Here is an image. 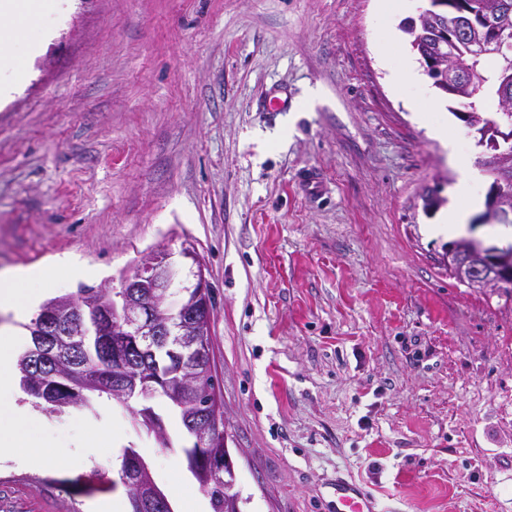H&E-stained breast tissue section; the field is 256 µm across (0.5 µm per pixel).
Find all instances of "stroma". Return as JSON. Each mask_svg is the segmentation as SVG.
<instances>
[{"instance_id":"1","label":"stroma","mask_w":512,"mask_h":512,"mask_svg":"<svg viewBox=\"0 0 512 512\" xmlns=\"http://www.w3.org/2000/svg\"><path fill=\"white\" fill-rule=\"evenodd\" d=\"M379 0H75L0 106V269L78 256L119 286L151 252L192 245L212 296L242 512H333L344 480L377 512H512V288L451 276L423 197L485 198L490 150L416 64L404 15ZM442 126L438 139L432 126ZM170 447L107 397L43 414L31 442L65 467L0 458V512H91L135 447L173 512L203 494L185 431Z\"/></svg>"}]
</instances>
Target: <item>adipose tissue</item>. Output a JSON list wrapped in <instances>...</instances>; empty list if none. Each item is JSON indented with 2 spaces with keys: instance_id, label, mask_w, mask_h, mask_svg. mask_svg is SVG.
Segmentation results:
<instances>
[{
  "instance_id": "adipose-tissue-1",
  "label": "adipose tissue",
  "mask_w": 512,
  "mask_h": 512,
  "mask_svg": "<svg viewBox=\"0 0 512 512\" xmlns=\"http://www.w3.org/2000/svg\"><path fill=\"white\" fill-rule=\"evenodd\" d=\"M49 5L61 14L71 8L69 0H0V104L12 100L20 89L17 80L11 77L16 69L11 45L24 43L28 59L33 60L42 54L46 40L54 36L49 30L43 40L34 42L28 38L34 19ZM88 274V268L69 255L58 257L46 267L0 271V314L11 318L10 323L0 325V452L18 455L30 467L42 465L50 454L45 450L26 452L22 449L26 430L40 426L41 421L18 403L16 352L26 341L18 325L29 317L33 307L58 276L77 279Z\"/></svg>"
}]
</instances>
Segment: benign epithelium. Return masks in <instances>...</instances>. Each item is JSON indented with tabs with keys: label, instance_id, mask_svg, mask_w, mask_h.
I'll return each instance as SVG.
<instances>
[{
	"label": "benign epithelium",
	"instance_id": "benign-epithelium-1",
	"mask_svg": "<svg viewBox=\"0 0 512 512\" xmlns=\"http://www.w3.org/2000/svg\"><path fill=\"white\" fill-rule=\"evenodd\" d=\"M509 6L503 0H485L480 10L472 9L466 0H428V13L448 12L459 18L463 27L448 26V31L426 40V62L431 67H447L448 94L458 95L468 83L460 70L465 57L508 58L512 53V22L508 20ZM460 118L478 136V143L493 151V160L503 173L487 192L485 210L475 218L476 224H512V129L487 122L477 112H461ZM192 261L188 269L189 280L182 283L180 293L188 304H194L208 288L203 265L189 246L179 252ZM170 252L150 254L142 263L122 277L123 293L112 301V313L117 318L112 347L126 348L151 344L173 358H185L198 349L196 337L209 336L211 330L202 329L190 309L177 314L165 307L164 289L173 286ZM448 269L464 284L485 291L498 292L512 283V247L485 246L481 242L462 238L448 246L443 254ZM41 332L55 336H72L74 329L81 330L82 340L94 334V317L86 314L80 304L71 305L66 312H52L40 321ZM150 378L124 373L114 377L116 400L136 406L134 412L145 418L155 410L152 401L157 395ZM195 433L206 432L221 437L228 444L227 431L213 418H202L191 424ZM224 490L232 495L234 504L241 497L235 491L237 474L229 449H224Z\"/></svg>",
	"mask_w": 512,
	"mask_h": 512
}]
</instances>
